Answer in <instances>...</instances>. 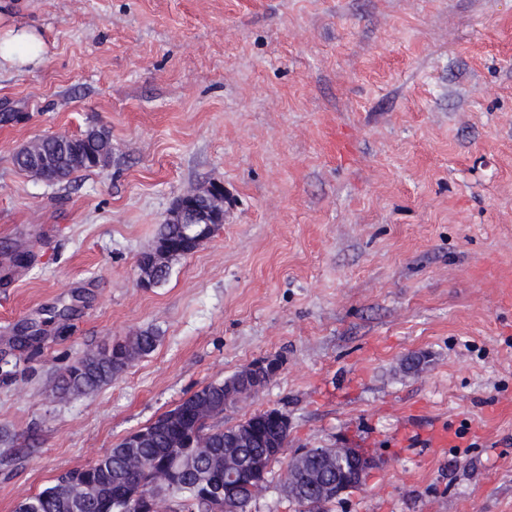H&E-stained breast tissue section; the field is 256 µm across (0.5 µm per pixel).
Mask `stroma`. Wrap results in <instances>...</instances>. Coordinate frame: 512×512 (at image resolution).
Returning a JSON list of instances; mask_svg holds the SVG:
<instances>
[{
	"label": "stroma",
	"instance_id": "35a3bbf8",
	"mask_svg": "<svg viewBox=\"0 0 512 512\" xmlns=\"http://www.w3.org/2000/svg\"><path fill=\"white\" fill-rule=\"evenodd\" d=\"M21 26L43 47L0 64V244L29 256L0 283V512L266 357L214 421H291L251 512H298L287 457L339 447L377 465L333 512H512V0H0V34ZM92 128L106 171L13 163ZM210 183L221 230L142 287ZM142 330L154 351L60 393ZM156 336L152 332L142 331L125 341L112 343L91 356L85 355L75 364L68 367L62 377V390L73 395H88L103 385L112 382V378L128 368L118 350L127 351L139 356L147 355L154 350Z\"/></svg>",
	"mask_w": 512,
	"mask_h": 512
}]
</instances>
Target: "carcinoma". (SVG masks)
<instances>
[{"mask_svg": "<svg viewBox=\"0 0 512 512\" xmlns=\"http://www.w3.org/2000/svg\"><path fill=\"white\" fill-rule=\"evenodd\" d=\"M48 151L69 167V174L91 169L96 156L112 153V141L102 130L90 129L78 137L55 135L45 138ZM171 245L178 249L177 256L196 250L194 242L187 240L182 225L165 222L161 225L156 247ZM156 336L142 331L125 341L100 349L91 356H84L68 367L62 377V390L73 395H88L112 382V378L129 367L119 350L139 356L154 350ZM200 403H207L224 414V382H211L180 401L156 420L143 427L145 437L138 443L124 438L107 450L92 465L68 470L56 477L53 484L39 493L25 498L27 512H100V504L112 503V512H136L130 497L141 481L145 470L169 461H180L189 451L187 443L198 430V420L191 411ZM210 448L205 462L188 471L178 473L174 484L155 488L156 494L177 506L174 512H205L199 486L212 474L224 470V455L237 453L256 460L265 473L271 472L273 463L279 461V448L288 446V433L274 434L276 446L265 447L259 442L248 444L245 435L231 428H218L212 424L204 427ZM323 449L310 448L304 456H295L287 463L292 479L284 487L293 493L292 500L302 507V512H328L335 501L333 496H321L307 488L303 475L323 468ZM131 457L140 460L141 468L132 471L127 462ZM253 499L245 485L224 500V512H248Z\"/></svg>", "mask_w": 512, "mask_h": 512, "instance_id": "1", "label": "carcinoma"}]
</instances>
